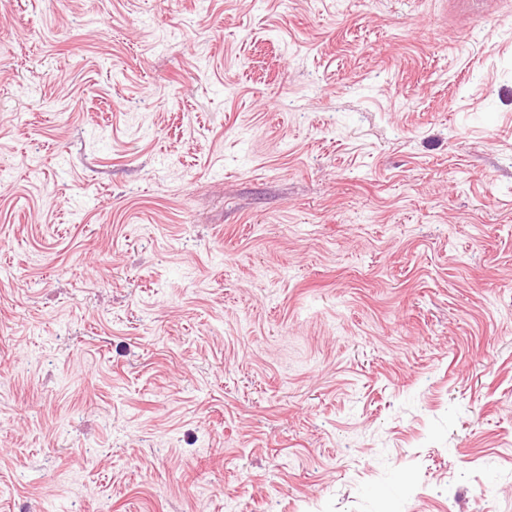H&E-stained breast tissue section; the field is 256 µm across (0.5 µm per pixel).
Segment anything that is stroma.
<instances>
[{"label":"stroma","mask_w":512,"mask_h":512,"mask_svg":"<svg viewBox=\"0 0 512 512\" xmlns=\"http://www.w3.org/2000/svg\"><path fill=\"white\" fill-rule=\"evenodd\" d=\"M512 512V0H0V512Z\"/></svg>","instance_id":"obj_1"}]
</instances>
